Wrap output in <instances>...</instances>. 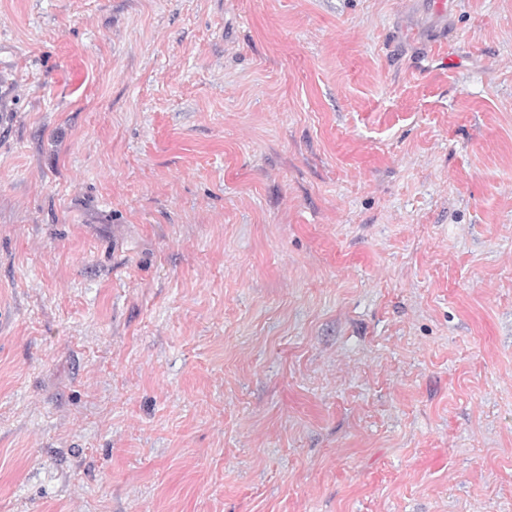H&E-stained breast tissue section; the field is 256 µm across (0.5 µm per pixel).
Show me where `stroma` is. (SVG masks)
Returning <instances> with one entry per match:
<instances>
[{
	"mask_svg": "<svg viewBox=\"0 0 512 512\" xmlns=\"http://www.w3.org/2000/svg\"><path fill=\"white\" fill-rule=\"evenodd\" d=\"M0 512H512V0H0Z\"/></svg>",
	"mask_w": 512,
	"mask_h": 512,
	"instance_id": "obj_1",
	"label": "stroma"
}]
</instances>
